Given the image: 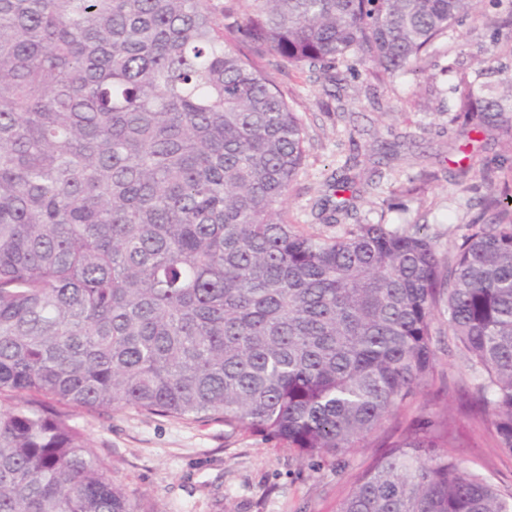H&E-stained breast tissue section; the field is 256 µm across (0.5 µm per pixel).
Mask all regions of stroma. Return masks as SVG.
I'll list each match as a JSON object with an SVG mask.
<instances>
[{"instance_id":"1","label":"stroma","mask_w":512,"mask_h":512,"mask_svg":"<svg viewBox=\"0 0 512 512\" xmlns=\"http://www.w3.org/2000/svg\"><path fill=\"white\" fill-rule=\"evenodd\" d=\"M512 0H481L475 14L439 38L429 58L394 76L341 70L336 83L308 70L272 69L303 119L307 156L285 208L290 223L327 237L353 223L421 231L441 259L455 254L492 185L512 178V137L466 133L457 117L461 79L485 95L512 89V31L501 22ZM395 146L391 157L382 142ZM353 169L360 194L351 216L336 213L332 174ZM72 421L112 459V473L138 512H335L361 448L345 464L309 466L276 441L222 422L179 420L132 409L74 413Z\"/></svg>"}]
</instances>
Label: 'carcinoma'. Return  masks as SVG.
Here are the masks:
<instances>
[{
	"label": "carcinoma",
	"instance_id": "cac0c4a2",
	"mask_svg": "<svg viewBox=\"0 0 512 512\" xmlns=\"http://www.w3.org/2000/svg\"><path fill=\"white\" fill-rule=\"evenodd\" d=\"M476 4L0 0V512H137L55 403L218 418L301 458L375 437L336 512H512L449 452L512 454V187L446 264L418 230H298L304 125L241 50L394 74ZM461 84L464 125L512 136V84ZM442 333L459 416L430 399L402 421ZM436 354L438 371L440 376L444 375L445 383H448V376L457 377L461 373H466V362L454 344L448 341V336H440L436 345Z\"/></svg>",
	"mask_w": 512,
	"mask_h": 512
}]
</instances>
